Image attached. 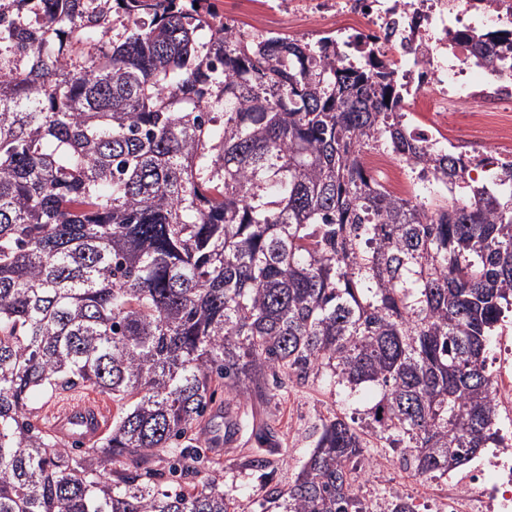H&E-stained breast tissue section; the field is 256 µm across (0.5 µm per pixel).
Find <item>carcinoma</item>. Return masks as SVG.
<instances>
[{"label": "carcinoma", "mask_w": 512, "mask_h": 512, "mask_svg": "<svg viewBox=\"0 0 512 512\" xmlns=\"http://www.w3.org/2000/svg\"><path fill=\"white\" fill-rule=\"evenodd\" d=\"M199 3L0 0V512H231L223 475L183 484L206 412L283 375L373 389L419 479L503 446L486 350L512 310V164L484 182L431 154L391 72L335 38H236ZM380 148L465 201L393 197L360 162ZM76 386L118 412L75 452L31 400ZM253 437L260 512H371L344 418L285 488L274 432Z\"/></svg>", "instance_id": "cac0c4a2"}]
</instances>
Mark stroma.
I'll return each instance as SVG.
<instances>
[{
	"label": "stroma",
	"instance_id": "stroma-1",
	"mask_svg": "<svg viewBox=\"0 0 512 512\" xmlns=\"http://www.w3.org/2000/svg\"><path fill=\"white\" fill-rule=\"evenodd\" d=\"M99 402L108 413H115L111 399L87 387H76L54 395L35 396L32 405L40 424H47L53 412L83 400ZM372 405L368 391L349 393L331 391L323 375L309 376L305 382H286L270 401L252 400L241 406L246 419L265 423L274 431L282 448V459L273 467V480L286 486L296 469L313 449L317 431L323 420L338 415L353 421L368 444L366 452L370 462L363 466L356 485L359 497L368 505L375 506L380 498L392 494L406 500L431 503L447 489L442 478L419 480L406 470L400 450L390 448L369 425L367 410ZM254 446L249 431H239L224 436L218 431H208L202 437L201 453L206 462L201 475L213 470L224 473V488L233 499L237 512H260L262 481L258 473L243 469V461Z\"/></svg>",
	"mask_w": 512,
	"mask_h": 512
}]
</instances>
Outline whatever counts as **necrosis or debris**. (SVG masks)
<instances>
[{
    "label": "necrosis or debris",
    "mask_w": 512,
    "mask_h": 512,
    "mask_svg": "<svg viewBox=\"0 0 512 512\" xmlns=\"http://www.w3.org/2000/svg\"><path fill=\"white\" fill-rule=\"evenodd\" d=\"M276 9L290 28L335 34L350 61L389 63L404 111L427 114L420 134L433 147L447 146L455 108L467 109L471 150L462 160L471 177L512 163V70L486 77L468 41L512 31V0H279ZM362 160L397 198L438 185L431 175L407 181L404 168L383 150L365 152ZM432 512H512V452L494 449L449 474L448 493Z\"/></svg>",
    "instance_id": "obj_1"
}]
</instances>
